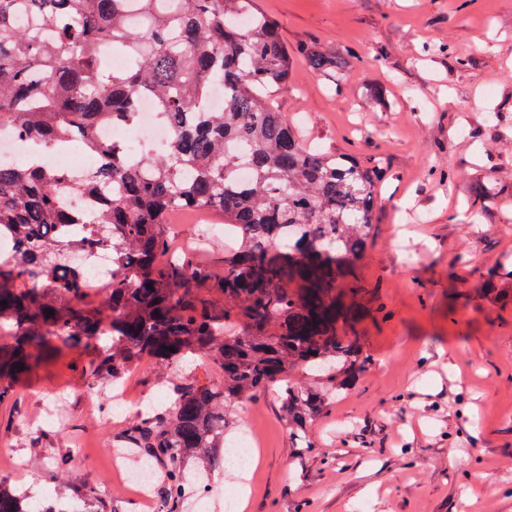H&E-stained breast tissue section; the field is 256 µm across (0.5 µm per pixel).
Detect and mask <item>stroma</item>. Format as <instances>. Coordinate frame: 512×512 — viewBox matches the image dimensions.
<instances>
[{"mask_svg": "<svg viewBox=\"0 0 512 512\" xmlns=\"http://www.w3.org/2000/svg\"><path fill=\"white\" fill-rule=\"evenodd\" d=\"M291 55L274 105L322 150L379 168L372 227L354 267V332L372 364L309 423L295 454L273 392L241 403L259 460L246 483L215 469L205 492L143 505L111 476L132 414L110 413L94 348L60 349L0 406V483L37 497L89 498L99 512H512V0H257ZM335 51L343 67L313 71L300 49ZM449 45L454 55L425 53ZM465 57L466 66L456 63ZM488 193L469 213L477 186ZM178 251L222 273L214 211L176 212ZM223 385L218 363L187 367L142 356L124 377L135 399L170 394L184 376ZM60 426L43 425L54 394ZM90 499V498H89Z\"/></svg>", "mask_w": 512, "mask_h": 512, "instance_id": "stroma-1", "label": "stroma"}]
</instances>
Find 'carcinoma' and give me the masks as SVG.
<instances>
[{
	"instance_id": "1",
	"label": "carcinoma",
	"mask_w": 512,
	"mask_h": 512,
	"mask_svg": "<svg viewBox=\"0 0 512 512\" xmlns=\"http://www.w3.org/2000/svg\"><path fill=\"white\" fill-rule=\"evenodd\" d=\"M109 51L127 66L111 68ZM303 54L313 70L336 68L316 45ZM289 66L255 0H0V126L45 151L78 140L100 159L80 176L38 158L0 162V234L14 240L0 259V328L11 336L0 346V403L53 342L97 346V375L114 385L142 354L211 357L223 386L186 380L168 406L126 429L127 447L163 464L167 501L181 497L187 462L206 478L224 460V410L279 384L303 454L311 418L371 365L347 334L354 316L345 298L355 294L346 279L364 253L380 172L313 147L282 119L273 93ZM217 81L224 109L212 112L204 99ZM144 96L170 137L161 153L132 159L98 129L137 124ZM242 164L251 179L241 186ZM63 190L90 206H63ZM185 208L220 211L238 229L241 242L216 280L171 250L164 224ZM102 251L113 259L106 341L98 310L83 301L87 260ZM206 287L224 296L222 309ZM294 368L309 382L284 378ZM0 512L43 510L0 486Z\"/></svg>"
}]
</instances>
